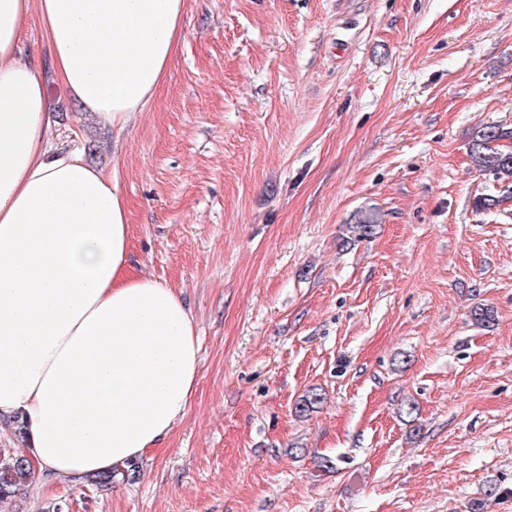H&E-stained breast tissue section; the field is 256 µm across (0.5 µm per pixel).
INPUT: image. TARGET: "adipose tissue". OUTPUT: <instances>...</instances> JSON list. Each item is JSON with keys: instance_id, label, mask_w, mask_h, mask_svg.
<instances>
[{"instance_id": "ef3b65f1", "label": "adipose tissue", "mask_w": 512, "mask_h": 512, "mask_svg": "<svg viewBox=\"0 0 512 512\" xmlns=\"http://www.w3.org/2000/svg\"><path fill=\"white\" fill-rule=\"evenodd\" d=\"M186 0H0V420L39 473L80 482L145 458L185 416L200 346L189 307L133 273L116 181L56 144L45 81L20 55L38 14L53 71L105 124L144 111Z\"/></svg>"}]
</instances>
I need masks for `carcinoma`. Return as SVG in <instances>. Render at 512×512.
<instances>
[{"label": "carcinoma", "mask_w": 512, "mask_h": 512, "mask_svg": "<svg viewBox=\"0 0 512 512\" xmlns=\"http://www.w3.org/2000/svg\"><path fill=\"white\" fill-rule=\"evenodd\" d=\"M512 142V128L503 125H486L473 136L470 158L474 168L489 175L504 186L495 194H486L476 201L481 210H491L512 198V187L506 182L512 181V149L502 141ZM377 219L371 212H360L350 225L355 238H368L376 231ZM322 394L311 389L299 399L294 407L298 417L309 416L320 404ZM34 463L19 449L10 455V461L0 464V501L11 497L21 483L27 481L33 472Z\"/></svg>", "instance_id": "obj_1"}]
</instances>
